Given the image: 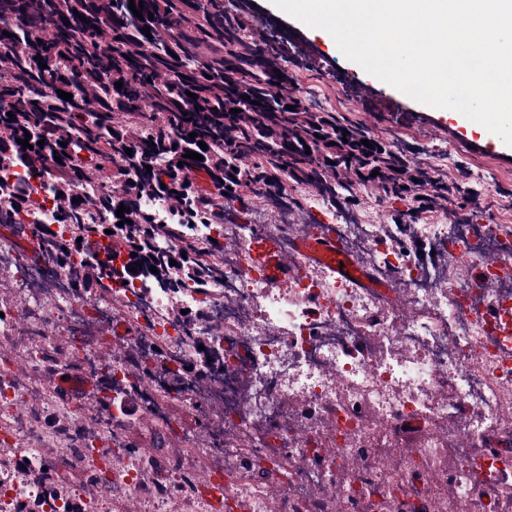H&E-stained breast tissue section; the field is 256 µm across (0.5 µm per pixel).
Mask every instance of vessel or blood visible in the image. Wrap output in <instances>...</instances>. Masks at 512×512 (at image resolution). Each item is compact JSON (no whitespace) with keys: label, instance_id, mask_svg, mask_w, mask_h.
Wrapping results in <instances>:
<instances>
[{"label":"vessel or blood","instance_id":"obj_1","mask_svg":"<svg viewBox=\"0 0 512 512\" xmlns=\"http://www.w3.org/2000/svg\"><path fill=\"white\" fill-rule=\"evenodd\" d=\"M249 254L252 267L263 272L273 286L292 275L301 260L322 266L338 277L354 280L360 287L375 285L372 273L349 255L326 225L308 228L287 249L267 234L256 233L249 245Z\"/></svg>","mask_w":512,"mask_h":512}]
</instances>
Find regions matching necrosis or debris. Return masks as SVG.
<instances>
[{
	"label": "necrosis or debris",
	"instance_id": "1",
	"mask_svg": "<svg viewBox=\"0 0 512 512\" xmlns=\"http://www.w3.org/2000/svg\"><path fill=\"white\" fill-rule=\"evenodd\" d=\"M0 238V271L17 299L0 302V512H504L512 481V226L428 224L420 247L397 224L334 214L347 251L390 292L361 288L311 268L279 287L248 273L255 231L282 243L304 231L299 205L250 222L225 209L195 226L199 250L232 238L220 273L179 293L151 279L121 285L120 305L77 291L65 268L32 251L54 221L43 193ZM462 244L446 260L449 243ZM485 266L493 288L479 290ZM180 309L190 318L177 317ZM498 312L491 325L483 312ZM125 325L120 342L100 336ZM111 347L103 358V347ZM213 364L198 376L201 353ZM149 371L130 387L133 367ZM183 369L181 395L194 423L178 431L167 392ZM92 383L78 405L53 383ZM136 399L144 421L179 433L181 450L156 466L149 450L123 452L126 421L100 400ZM81 451L105 486L66 496L35 480L43 451Z\"/></svg>",
	"mask_w": 512,
	"mask_h": 512
}]
</instances>
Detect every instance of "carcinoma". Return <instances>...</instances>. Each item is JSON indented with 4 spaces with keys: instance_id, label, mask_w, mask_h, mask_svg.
<instances>
[{
    "instance_id": "cac0c4a2",
    "label": "carcinoma",
    "mask_w": 512,
    "mask_h": 512,
    "mask_svg": "<svg viewBox=\"0 0 512 512\" xmlns=\"http://www.w3.org/2000/svg\"><path fill=\"white\" fill-rule=\"evenodd\" d=\"M134 4L143 19L129 0H0V204L16 211L27 205L26 187L8 176L40 180L57 223L71 228L68 239L45 230V253L71 270L77 287L112 291L113 262L124 251L125 275L197 288L216 271L214 257L224 244L175 248L183 226L207 223L227 202L245 207L263 197L286 206L297 185L334 202L342 190L347 201L373 183L387 195L417 200L414 219L445 198L438 182L395 145L370 140L362 128L316 107L288 58L250 39L218 0ZM59 89L72 100L59 97ZM27 132L31 150L17 142ZM189 150L203 160L185 157ZM109 181L126 182L124 192H81ZM155 197L176 221L149 219L147 202ZM121 205L129 222L119 227ZM90 210L100 223H85ZM73 254L81 256L76 265ZM62 465L49 456L42 472L56 494L66 487L53 475Z\"/></svg>"
}]
</instances>
